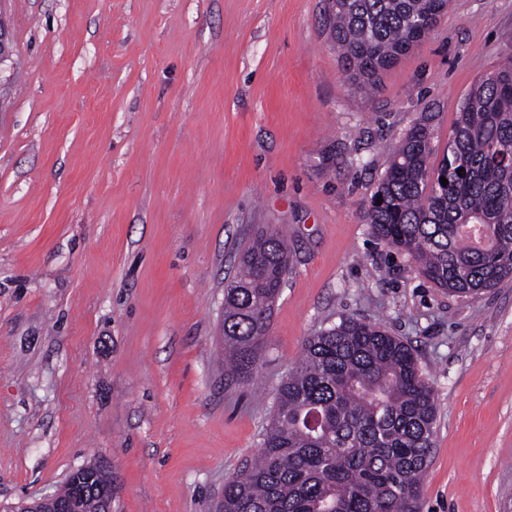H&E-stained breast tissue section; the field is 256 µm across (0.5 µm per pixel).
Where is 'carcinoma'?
<instances>
[{
  "mask_svg": "<svg viewBox=\"0 0 512 512\" xmlns=\"http://www.w3.org/2000/svg\"><path fill=\"white\" fill-rule=\"evenodd\" d=\"M449 0H328L345 72L366 88L425 38ZM415 124L366 212L376 238L437 287L479 295L512 276V57L462 101L438 165ZM448 180L442 185L440 178ZM288 245L262 231L224 288L229 376L254 378ZM433 391L410 346L346 318L309 337L279 385L257 458L226 479L221 512H417L431 462Z\"/></svg>",
  "mask_w": 512,
  "mask_h": 512,
  "instance_id": "obj_1",
  "label": "carcinoma"
}]
</instances>
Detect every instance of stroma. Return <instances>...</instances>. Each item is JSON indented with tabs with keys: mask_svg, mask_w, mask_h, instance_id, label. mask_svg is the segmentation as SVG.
Here are the masks:
<instances>
[{
	"mask_svg": "<svg viewBox=\"0 0 512 512\" xmlns=\"http://www.w3.org/2000/svg\"><path fill=\"white\" fill-rule=\"evenodd\" d=\"M326 0H0V504L97 463L112 512H216L309 336L353 317L436 405L420 512H512V278L461 296L365 215L408 129L441 160L512 56V0H450L371 92ZM288 273L256 383L224 375V288L260 230Z\"/></svg>",
	"mask_w": 512,
	"mask_h": 512,
	"instance_id": "stroma-1",
	"label": "stroma"
}]
</instances>
